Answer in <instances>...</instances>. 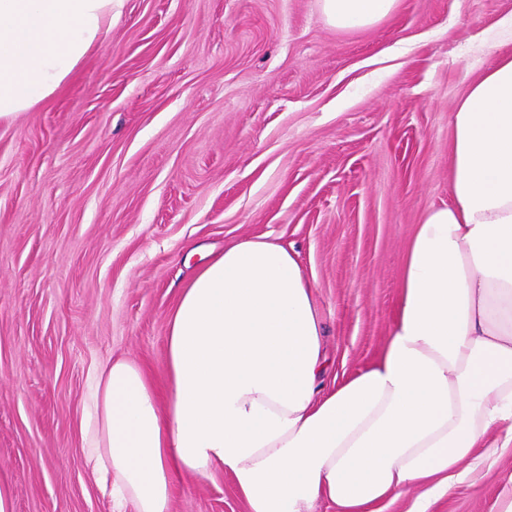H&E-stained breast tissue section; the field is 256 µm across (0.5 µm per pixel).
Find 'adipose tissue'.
<instances>
[{
	"label": "adipose tissue",
	"mask_w": 512,
	"mask_h": 512,
	"mask_svg": "<svg viewBox=\"0 0 512 512\" xmlns=\"http://www.w3.org/2000/svg\"><path fill=\"white\" fill-rule=\"evenodd\" d=\"M122 0H0V121L51 96L112 31ZM399 0H321L351 31ZM450 200L402 261L379 358L324 389L320 311L296 253L225 247L181 291L167 379L137 362L95 370L85 467L112 512H172L177 474H226L247 512H384L407 490L430 512L512 447V55L452 115Z\"/></svg>",
	"instance_id": "adipose-tissue-1"
}]
</instances>
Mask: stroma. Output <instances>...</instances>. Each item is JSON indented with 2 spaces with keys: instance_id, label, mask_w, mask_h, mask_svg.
I'll return each instance as SVG.
<instances>
[{
  "instance_id": "stroma-1",
  "label": "stroma",
  "mask_w": 512,
  "mask_h": 512,
  "mask_svg": "<svg viewBox=\"0 0 512 512\" xmlns=\"http://www.w3.org/2000/svg\"><path fill=\"white\" fill-rule=\"evenodd\" d=\"M512 53V0H400L368 28L320 0H124L109 39L0 123V480L13 512H112L83 462L110 358L166 376L191 250L266 237L315 292L332 386L376 360L401 263L450 197L451 116ZM512 451L432 512H495ZM173 512H246L182 476Z\"/></svg>"
}]
</instances>
